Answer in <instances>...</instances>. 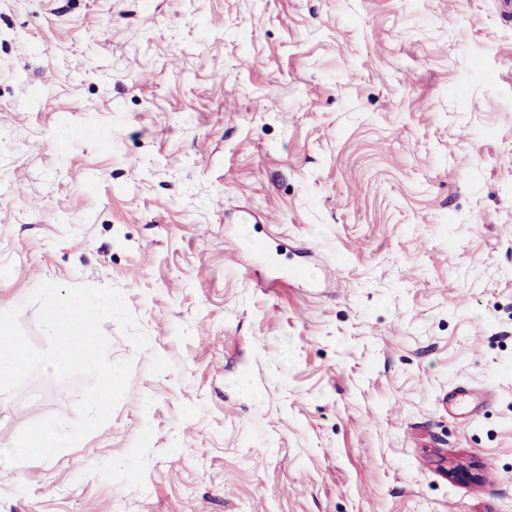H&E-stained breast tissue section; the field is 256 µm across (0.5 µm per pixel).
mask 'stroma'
Here are the masks:
<instances>
[{"label": "stroma", "instance_id": "1", "mask_svg": "<svg viewBox=\"0 0 512 512\" xmlns=\"http://www.w3.org/2000/svg\"><path fill=\"white\" fill-rule=\"evenodd\" d=\"M44 281L121 288L149 347L104 322L126 395L0 512H512V16L0 0V311L39 348ZM84 384L0 394V445Z\"/></svg>", "mask_w": 512, "mask_h": 512}]
</instances>
